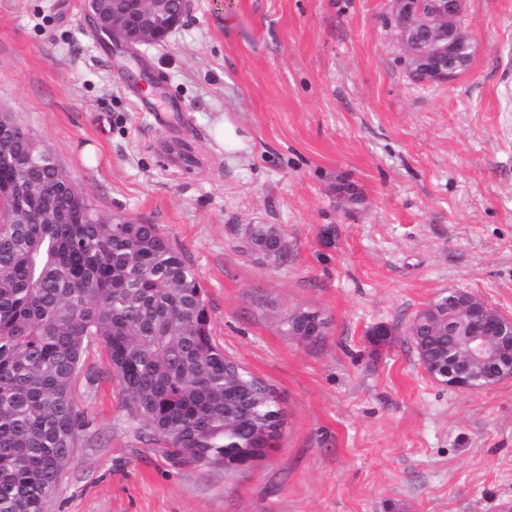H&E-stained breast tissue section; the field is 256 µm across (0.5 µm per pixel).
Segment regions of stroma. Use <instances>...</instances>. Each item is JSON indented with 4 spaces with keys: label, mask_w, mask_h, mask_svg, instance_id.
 <instances>
[{
    "label": "stroma",
    "mask_w": 512,
    "mask_h": 512,
    "mask_svg": "<svg viewBox=\"0 0 512 512\" xmlns=\"http://www.w3.org/2000/svg\"><path fill=\"white\" fill-rule=\"evenodd\" d=\"M391 12L192 0L131 54L93 35L85 0H0V111L101 215L183 250L214 342L287 413L252 468L173 463L91 343L72 386L86 427L44 512H512V379L450 390L408 334L451 289L512 316V0H466L473 55L447 84L410 80ZM144 67L156 88L137 83ZM221 120L235 151L214 138ZM165 140L185 146L182 168ZM248 224L279 225L287 262L244 251ZM306 308L329 324L313 344L284 327ZM378 325L394 331L379 347Z\"/></svg>",
    "instance_id": "stroma-1"
}]
</instances>
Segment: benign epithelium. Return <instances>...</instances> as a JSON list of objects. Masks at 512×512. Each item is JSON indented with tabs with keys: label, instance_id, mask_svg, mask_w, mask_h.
Listing matches in <instances>:
<instances>
[{
	"label": "benign epithelium",
	"instance_id": "obj_1",
	"mask_svg": "<svg viewBox=\"0 0 512 512\" xmlns=\"http://www.w3.org/2000/svg\"><path fill=\"white\" fill-rule=\"evenodd\" d=\"M87 9L97 34L121 47L155 44L181 25L170 0H87ZM464 9L465 0H393L399 43L419 81L447 83L463 65L472 46L456 25ZM462 325L464 348L448 351V387L475 391L484 369L495 372L496 383L512 378V317L474 296L453 309L448 335Z\"/></svg>",
	"mask_w": 512,
	"mask_h": 512
}]
</instances>
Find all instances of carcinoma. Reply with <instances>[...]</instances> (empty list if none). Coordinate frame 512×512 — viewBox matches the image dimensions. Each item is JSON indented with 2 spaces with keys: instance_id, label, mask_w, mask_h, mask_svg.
<instances>
[{
  "instance_id": "cac0c4a2",
  "label": "carcinoma",
  "mask_w": 512,
  "mask_h": 512,
  "mask_svg": "<svg viewBox=\"0 0 512 512\" xmlns=\"http://www.w3.org/2000/svg\"><path fill=\"white\" fill-rule=\"evenodd\" d=\"M18 146L34 159L30 184L13 183L15 146L0 142V512H43L85 420L72 397L89 343L118 377L126 408L175 463L238 470L277 445L285 411L270 386L212 340L203 289L184 252L154 224L100 215L89 193L33 134ZM29 224H16L20 208ZM274 224H249L260 257L282 263ZM328 329L314 309L292 314L287 334ZM418 357L447 381L448 329L409 326Z\"/></svg>"
}]
</instances>
